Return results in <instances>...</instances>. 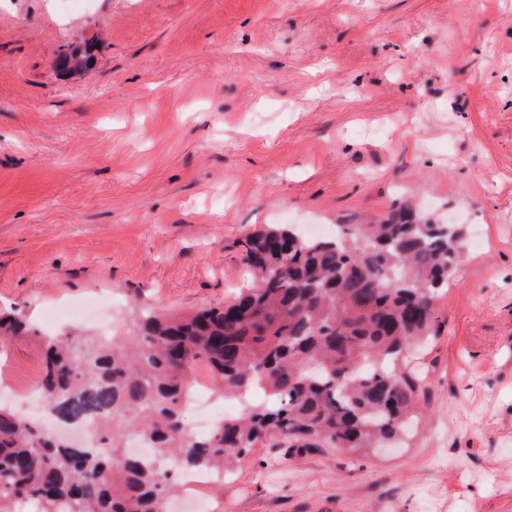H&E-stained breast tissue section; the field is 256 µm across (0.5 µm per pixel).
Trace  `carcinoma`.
<instances>
[{"instance_id":"cac0c4a2","label":"carcinoma","mask_w":512,"mask_h":512,"mask_svg":"<svg viewBox=\"0 0 512 512\" xmlns=\"http://www.w3.org/2000/svg\"><path fill=\"white\" fill-rule=\"evenodd\" d=\"M463 235L405 205L379 224L304 238L248 234L253 281L222 307L134 311L126 335L48 339L40 390L66 425L102 419L99 448L64 444L0 405V512H170L175 474L224 473L253 448H374L419 412L409 347L430 335ZM27 332L0 314V344ZM244 412L198 438L182 416L198 362ZM134 434L153 461L126 454Z\"/></svg>"}]
</instances>
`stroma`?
<instances>
[{"label":"stroma","instance_id":"stroma-1","mask_svg":"<svg viewBox=\"0 0 512 512\" xmlns=\"http://www.w3.org/2000/svg\"><path fill=\"white\" fill-rule=\"evenodd\" d=\"M406 201L484 241L413 361L423 417L363 454L253 449L202 512H512V0H0V309L35 329L0 398L41 428L45 335L222 305L257 225Z\"/></svg>","mask_w":512,"mask_h":512}]
</instances>
